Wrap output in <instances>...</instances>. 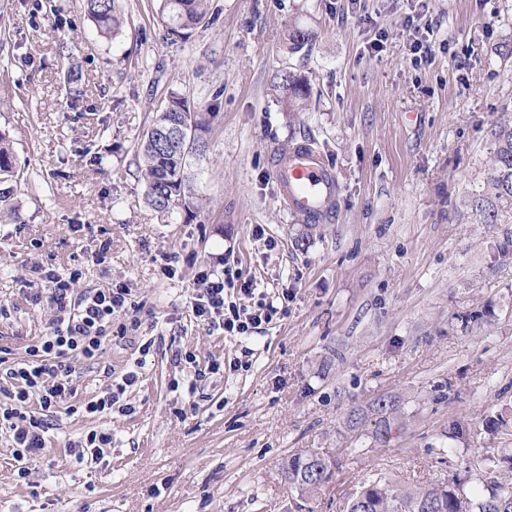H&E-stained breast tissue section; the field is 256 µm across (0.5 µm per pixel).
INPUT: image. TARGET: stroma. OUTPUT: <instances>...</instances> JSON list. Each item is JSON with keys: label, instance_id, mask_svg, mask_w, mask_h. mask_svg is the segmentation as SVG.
I'll use <instances>...</instances> for the list:
<instances>
[{"label": "stroma", "instance_id": "1", "mask_svg": "<svg viewBox=\"0 0 512 512\" xmlns=\"http://www.w3.org/2000/svg\"><path fill=\"white\" fill-rule=\"evenodd\" d=\"M115 6L123 24L104 38L84 0H0V130L24 174L0 209V375L50 329L30 290L46 270H79L78 294L126 283L138 321L78 363L27 479L0 430V512H299L281 462L301 448L336 462L309 512H343L373 474L426 484L511 452L512 437L452 458L442 446L449 421L512 405V267L493 268L496 233L459 216L491 127L512 121V0H211L212 23L185 39L159 0ZM292 26L315 34L296 53ZM285 72L311 87L296 117ZM174 93L211 115L195 206L164 216L138 143ZM301 140L341 185L311 233L271 172ZM227 257L259 293L288 296L247 340L190 305L197 267ZM133 369L131 414L85 413ZM384 395L408 426L386 444L349 430L348 412ZM92 430L111 448L76 461L68 441Z\"/></svg>", "mask_w": 512, "mask_h": 512}]
</instances>
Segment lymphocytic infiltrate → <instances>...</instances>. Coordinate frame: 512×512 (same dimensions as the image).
<instances>
[{"label":"lymphocytic infiltrate","mask_w":512,"mask_h":512,"mask_svg":"<svg viewBox=\"0 0 512 512\" xmlns=\"http://www.w3.org/2000/svg\"><path fill=\"white\" fill-rule=\"evenodd\" d=\"M79 276L76 270L66 275L46 273L54 310L50 330L29 346L25 359L7 369L0 385V428L12 435L17 475L22 479L28 475V462L46 448L48 413L76 393V363L100 359L114 317L132 307L131 290L122 283L74 294ZM231 287L236 288L238 301L227 300ZM253 293L252 282L240 281L232 266L219 271L204 266L193 278L192 312L202 322L222 326L228 335L245 337L279 312L271 302L249 310L243 300ZM33 400L39 411L30 410Z\"/></svg>","instance_id":"lymphocytic-infiltrate-1"}]
</instances>
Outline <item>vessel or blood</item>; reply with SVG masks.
Wrapping results in <instances>:
<instances>
[{
	"label": "vessel or blood",
	"instance_id": "vessel-or-blood-1",
	"mask_svg": "<svg viewBox=\"0 0 512 512\" xmlns=\"http://www.w3.org/2000/svg\"><path fill=\"white\" fill-rule=\"evenodd\" d=\"M272 176L281 202L303 222L319 224L333 214L340 193L339 180L309 142L275 152Z\"/></svg>",
	"mask_w": 512,
	"mask_h": 512
}]
</instances>
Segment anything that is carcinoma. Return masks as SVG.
<instances>
[{
	"instance_id": "cac0c4a2",
	"label": "carcinoma",
	"mask_w": 512,
	"mask_h": 512,
	"mask_svg": "<svg viewBox=\"0 0 512 512\" xmlns=\"http://www.w3.org/2000/svg\"><path fill=\"white\" fill-rule=\"evenodd\" d=\"M86 12L101 35L117 34L121 18L115 0H86ZM209 0H160L159 19L168 34L180 39L206 22ZM313 34L293 27L288 31L289 49L298 51L311 42ZM288 111L301 112L309 97L307 81L295 74L283 79ZM209 117L191 109L186 96H169L156 113L140 142L145 200L157 212L166 215L190 207L193 198L192 162L203 157ZM495 143L482 193L464 201L466 212L483 224L496 226L512 220V123L495 126ZM23 178L15 162L13 143L0 132V201L14 192ZM496 266L512 265V228L502 232L494 255ZM376 440L387 442L392 432L404 426V413L388 397L374 402ZM512 436V411L489 410L470 423L454 422L442 437L448 440V457L455 456L457 444L470 443L481 436ZM333 458L311 449L295 452L282 464L288 487L301 498L309 497L330 482ZM466 472L482 489H466L468 480L452 476L445 481L409 486L385 474H375L361 482L347 502L346 512H512V455H486L466 462Z\"/></svg>"
}]
</instances>
